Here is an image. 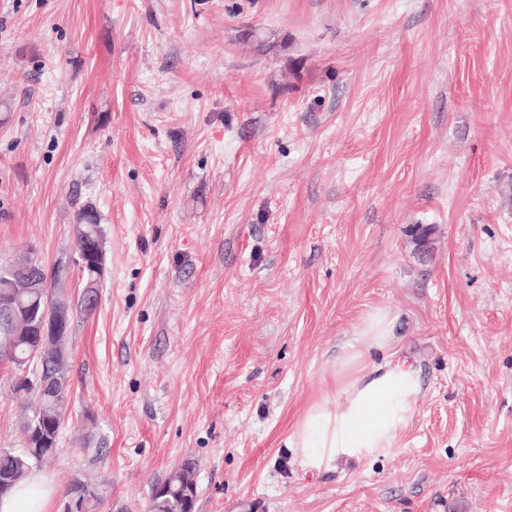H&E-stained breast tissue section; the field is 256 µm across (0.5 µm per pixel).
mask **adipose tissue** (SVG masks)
I'll return each instance as SVG.
<instances>
[{
  "instance_id": "ef3b65f1",
  "label": "adipose tissue",
  "mask_w": 512,
  "mask_h": 512,
  "mask_svg": "<svg viewBox=\"0 0 512 512\" xmlns=\"http://www.w3.org/2000/svg\"><path fill=\"white\" fill-rule=\"evenodd\" d=\"M396 323L389 312L374 310L327 364L331 389L304 409L290 437L305 469L328 472L341 462L377 460L394 451L421 390L419 373L390 352ZM59 492L52 480L31 472L0 498V512H52Z\"/></svg>"
}]
</instances>
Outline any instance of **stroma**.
Listing matches in <instances>:
<instances>
[{"label": "stroma", "mask_w": 512, "mask_h": 512, "mask_svg": "<svg viewBox=\"0 0 512 512\" xmlns=\"http://www.w3.org/2000/svg\"><path fill=\"white\" fill-rule=\"evenodd\" d=\"M105 275L43 474L148 512H512V0H0V263ZM417 370L388 457L292 428L373 310ZM25 397L0 365V448ZM75 224H82L80 227L87 230L86 234H84L79 230V226H76V247L81 249L82 244L87 243L89 255H92L91 257L86 256L88 261L84 269V280H86L87 271H91L89 261H95L96 254L101 250H105L100 215L92 205L88 204L76 215ZM196 470L193 462H185L176 471L172 472L165 481L152 488V495L161 490L166 498L174 503L173 512H194L197 500V484L194 479ZM160 493L155 494L152 512H165L164 500Z\"/></svg>", "instance_id": "35a3bbf8"}]
</instances>
